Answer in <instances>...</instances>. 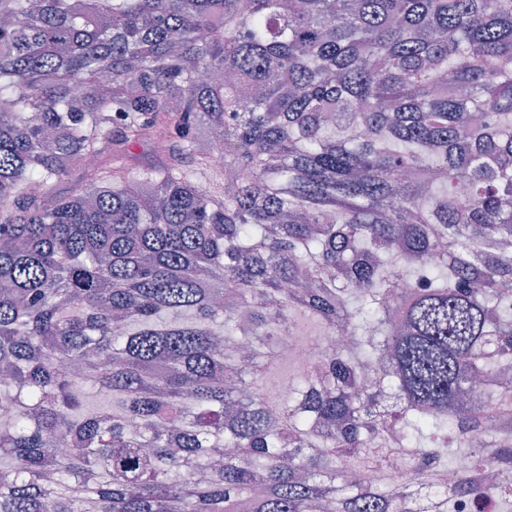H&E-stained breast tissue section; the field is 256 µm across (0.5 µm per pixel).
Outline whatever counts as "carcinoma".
I'll list each match as a JSON object with an SVG mask.
<instances>
[{
  "instance_id": "1",
  "label": "carcinoma",
  "mask_w": 512,
  "mask_h": 512,
  "mask_svg": "<svg viewBox=\"0 0 512 512\" xmlns=\"http://www.w3.org/2000/svg\"><path fill=\"white\" fill-rule=\"evenodd\" d=\"M1 366L0 512H512V0H0Z\"/></svg>"
}]
</instances>
